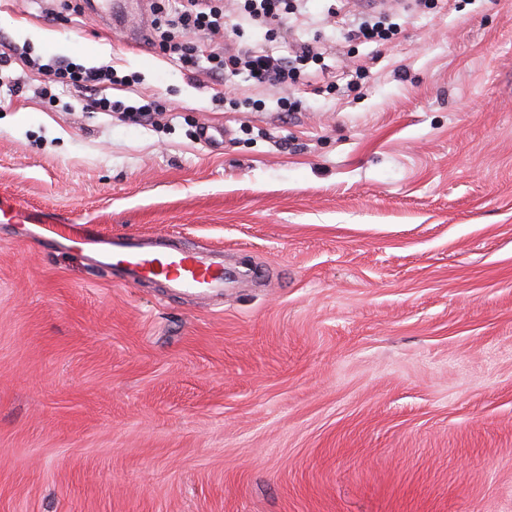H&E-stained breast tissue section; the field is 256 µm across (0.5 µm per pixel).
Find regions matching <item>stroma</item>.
I'll return each instance as SVG.
<instances>
[{"label": "stroma", "instance_id": "35a3bbf8", "mask_svg": "<svg viewBox=\"0 0 512 512\" xmlns=\"http://www.w3.org/2000/svg\"><path fill=\"white\" fill-rule=\"evenodd\" d=\"M110 3L0 0V512H512V0H385L384 45L324 0L244 25L320 49L285 88L133 53ZM32 59L163 117L44 97ZM42 220L263 277L131 285ZM396 24L395 23H387L382 20L370 22L363 21L361 22L353 32L354 36L358 39L376 41V42H387L391 39L394 34ZM33 66L43 71L49 76L51 81L62 84H71L77 88L96 91L100 84L108 81L112 84L117 82H126V77H118L113 70H104L103 67H84L82 65L73 66L71 64L59 65L57 67L48 64H39L32 59Z\"/></svg>", "mask_w": 512, "mask_h": 512}]
</instances>
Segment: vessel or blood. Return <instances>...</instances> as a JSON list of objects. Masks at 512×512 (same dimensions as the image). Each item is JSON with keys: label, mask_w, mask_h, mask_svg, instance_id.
Masks as SVG:
<instances>
[{"label": "vessel or blood", "mask_w": 512, "mask_h": 512, "mask_svg": "<svg viewBox=\"0 0 512 512\" xmlns=\"http://www.w3.org/2000/svg\"><path fill=\"white\" fill-rule=\"evenodd\" d=\"M59 236L88 253L96 268H117L127 282L163 281L171 292L217 295L234 283L220 250L194 251L178 245L160 248L157 238L109 237L90 224H62Z\"/></svg>", "instance_id": "obj_1"}]
</instances>
